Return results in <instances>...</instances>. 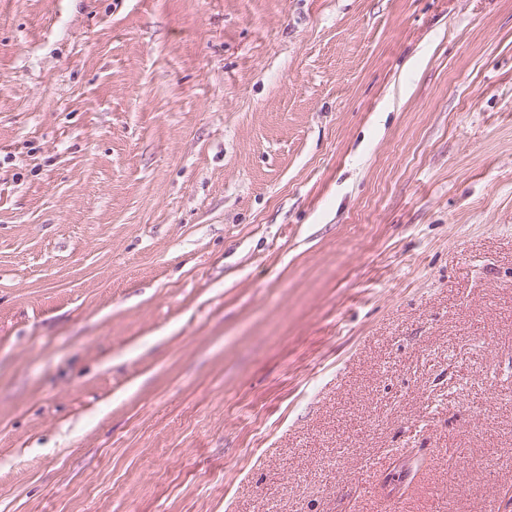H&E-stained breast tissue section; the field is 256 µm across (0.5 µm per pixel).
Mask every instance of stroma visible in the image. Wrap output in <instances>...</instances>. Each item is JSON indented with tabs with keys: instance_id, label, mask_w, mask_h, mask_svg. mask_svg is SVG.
I'll return each instance as SVG.
<instances>
[{
	"instance_id": "stroma-1",
	"label": "stroma",
	"mask_w": 512,
	"mask_h": 512,
	"mask_svg": "<svg viewBox=\"0 0 512 512\" xmlns=\"http://www.w3.org/2000/svg\"><path fill=\"white\" fill-rule=\"evenodd\" d=\"M512 512V0H0V512Z\"/></svg>"
}]
</instances>
